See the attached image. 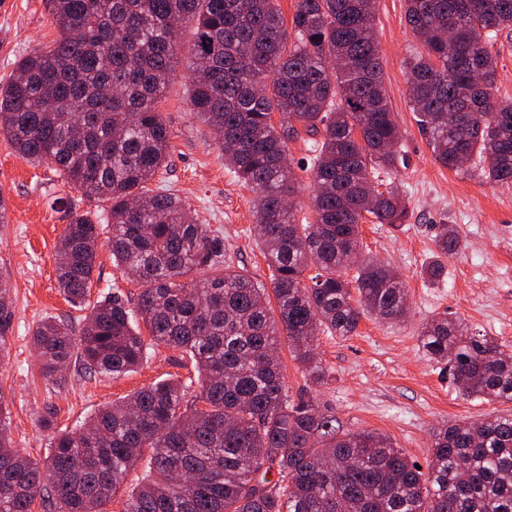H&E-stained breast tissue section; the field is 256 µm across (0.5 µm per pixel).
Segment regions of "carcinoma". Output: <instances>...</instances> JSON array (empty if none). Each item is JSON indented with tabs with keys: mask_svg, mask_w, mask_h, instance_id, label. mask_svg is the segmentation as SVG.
I'll return each mask as SVG.
<instances>
[{
	"mask_svg": "<svg viewBox=\"0 0 512 512\" xmlns=\"http://www.w3.org/2000/svg\"><path fill=\"white\" fill-rule=\"evenodd\" d=\"M50 2L58 38L0 85V136L108 203L93 216L68 212L56 247L66 298L86 304L103 224L112 260L141 291L133 305L119 294L97 302L77 337L65 320L40 321V375L57 384L76 361L90 375L120 376L163 344L187 355L197 378L153 384L76 431L43 418L53 431L43 462L12 447L0 401V512H34L37 501L45 512H100L147 449L149 474L121 512H512V414L435 429L425 474L381 434L342 433L326 406L285 393L280 337L325 384L319 333L351 336L366 315L396 323L408 313L400 275L359 252L365 216L392 227L408 218L404 192L377 183L378 170L394 173L405 158L390 147L399 134L375 0H297L289 27L274 0ZM404 2L418 43L405 60L410 105L435 161L512 182V101L494 93L488 48L512 30V0ZM188 26L190 103L219 132L224 166L256 193L269 289L224 265V235L197 223L159 178L170 132L158 104ZM298 124L322 135L307 169L311 220L289 205ZM434 240L444 256L461 249L452 224L435 225ZM205 268L222 272L184 281ZM12 304L0 282V347ZM420 347L462 395L512 401V355L494 338L444 316L421 328Z\"/></svg>",
	"mask_w": 512,
	"mask_h": 512,
	"instance_id": "1",
	"label": "carcinoma"
}]
</instances>
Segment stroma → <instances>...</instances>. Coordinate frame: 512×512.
Wrapping results in <instances>:
<instances>
[{
  "label": "stroma",
  "mask_w": 512,
  "mask_h": 512,
  "mask_svg": "<svg viewBox=\"0 0 512 512\" xmlns=\"http://www.w3.org/2000/svg\"><path fill=\"white\" fill-rule=\"evenodd\" d=\"M375 30L388 103L400 130L398 149L406 158L398 174L380 175L379 187H402L409 218L398 227L363 222L360 248L364 256L401 274L409 313L397 323L362 317L348 337L320 334L317 353L331 376L322 386L307 380L288 345H281L280 355L291 398L316 397L331 410L341 432L383 434L425 468L434 427L512 412V402L462 396L442 365L419 348L422 326L448 316L512 352V183L488 184L435 161L409 105L404 61L416 39L405 19L404 0H377ZM56 37L48 0H0V84L8 81L18 58L52 46ZM192 42L191 30H184L177 76L159 104L171 132L165 177L198 223L223 233L226 264L266 285L271 272L255 242L254 194L225 169L215 130L190 104L187 55ZM320 138V133L303 131L288 143L301 184L293 205L302 214L312 212L313 188L305 167L310 145ZM0 196L6 204V221L0 224V279L8 281L13 298L7 351L0 358V396L9 408L14 448L41 461L50 451L51 436L40 425L43 417H53L57 430H72L144 387L188 379L194 368L186 355L160 346L150 349L140 368L115 379L93 378L73 365L65 372L64 385L44 380L31 342L35 326L56 316L71 318L79 327L84 316L58 288L55 247L68 209L96 213L102 205L68 187L50 166L22 159L1 136ZM442 223L455 225L462 248L444 258L445 272L433 284L423 271L437 253L433 227ZM115 293L134 300L140 286L116 268L102 244L90 299Z\"/></svg>",
  "instance_id": "1"
}]
</instances>
